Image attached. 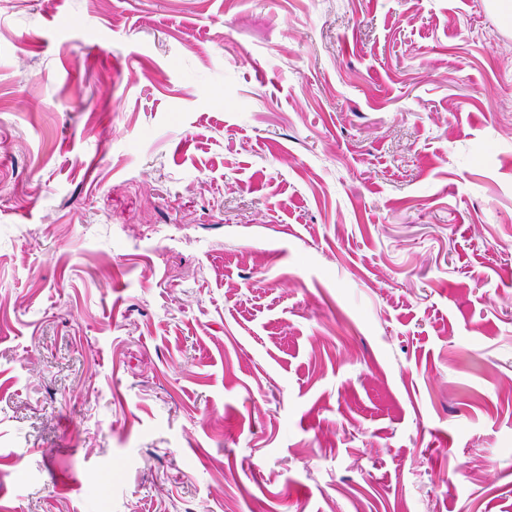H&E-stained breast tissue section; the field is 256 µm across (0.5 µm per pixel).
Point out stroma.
<instances>
[{"instance_id": "obj_1", "label": "stroma", "mask_w": 512, "mask_h": 512, "mask_svg": "<svg viewBox=\"0 0 512 512\" xmlns=\"http://www.w3.org/2000/svg\"><path fill=\"white\" fill-rule=\"evenodd\" d=\"M0 512H512L491 0H0Z\"/></svg>"}]
</instances>
